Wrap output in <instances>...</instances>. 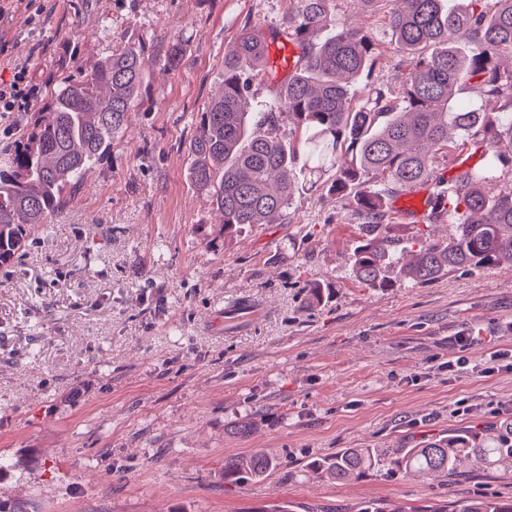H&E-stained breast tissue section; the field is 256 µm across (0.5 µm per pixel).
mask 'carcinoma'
<instances>
[{
    "label": "carcinoma",
    "instance_id": "carcinoma-1",
    "mask_svg": "<svg viewBox=\"0 0 512 512\" xmlns=\"http://www.w3.org/2000/svg\"><path fill=\"white\" fill-rule=\"evenodd\" d=\"M326 2L295 0L301 59L264 115L272 128L288 119L298 136L286 142L259 132L247 110L253 72L267 61L264 38L246 28L224 51V86L201 113L190 144L191 178L210 192L224 233L272 223L296 191L332 173L338 193L361 180L372 184L371 191L353 196L362 224L349 264L362 285L418 286L455 269L512 262V152L498 150L505 140L512 144V66L498 63L502 52L512 53V0H470L458 11L444 9V0H401L402 7L388 16L407 62L401 96L393 101L379 89L355 87L375 51L361 30L310 42L315 33L335 29ZM154 65L143 44L118 48L61 78L45 111L27 113L26 132L0 161L1 268L25 250L27 225L47 223L110 152L127 112L143 104L141 89ZM464 75L480 86L481 102L457 104ZM465 146L481 152L485 165L441 183L434 193L437 203L448 202V242L424 239L400 264L388 202L431 180L437 152ZM465 461L512 466V435L492 432L478 447L462 432L415 448H344L311 460L307 468L337 482L394 471L457 480ZM276 465L262 452L228 457L224 480L262 478ZM362 512H512V499L476 497L451 510L446 503L421 509L376 501Z\"/></svg>",
    "mask_w": 512,
    "mask_h": 512
}]
</instances>
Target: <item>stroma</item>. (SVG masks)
Segmentation results:
<instances>
[{
  "instance_id": "1",
  "label": "stroma",
  "mask_w": 512,
  "mask_h": 512,
  "mask_svg": "<svg viewBox=\"0 0 512 512\" xmlns=\"http://www.w3.org/2000/svg\"><path fill=\"white\" fill-rule=\"evenodd\" d=\"M0 20V82L26 65L60 78L133 44L155 66L111 155L24 255L0 269V505L6 512H361L373 500L431 505L512 497V469L447 483L399 472L316 480L308 461L343 448H413L512 426V268L454 270L423 286L368 288L351 274V199L329 181L296 193L271 224L225 235L189 177L196 122L224 82L242 29L294 30L293 0H37ZM337 30L376 45L359 86L399 95L405 60L388 11L329 0ZM328 298L311 307L308 284ZM471 332L449 375L450 336ZM248 423V435L237 434ZM264 450L267 477L228 483L224 460Z\"/></svg>"
}]
</instances>
